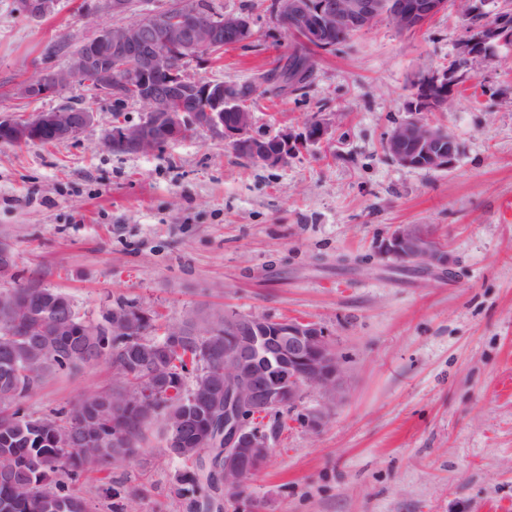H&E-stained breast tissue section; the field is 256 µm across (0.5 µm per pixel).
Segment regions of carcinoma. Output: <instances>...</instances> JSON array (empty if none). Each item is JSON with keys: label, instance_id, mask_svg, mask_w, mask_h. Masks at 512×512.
I'll use <instances>...</instances> for the list:
<instances>
[{"label": "carcinoma", "instance_id": "obj_1", "mask_svg": "<svg viewBox=\"0 0 512 512\" xmlns=\"http://www.w3.org/2000/svg\"><path fill=\"white\" fill-rule=\"evenodd\" d=\"M299 67L303 84L313 69L306 52L261 78L285 83ZM121 312L133 317L137 336L109 331V315ZM180 323L201 337L171 341L165 315L146 316L134 302L116 301L93 323L66 295L38 283L0 291V512H88L81 487L90 475L138 455L153 421L169 428L175 419L197 418L189 396L224 362V310L190 309ZM137 339L150 360L135 364L128 352ZM100 361L116 366L111 388L40 416L26 412V399L41 386ZM65 436L74 443L64 444ZM165 451L187 466L177 497L196 512L222 474L223 450L199 447L188 430Z\"/></svg>", "mask_w": 512, "mask_h": 512}]
</instances>
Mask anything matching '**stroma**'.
<instances>
[{"instance_id": "obj_1", "label": "stroma", "mask_w": 512, "mask_h": 512, "mask_svg": "<svg viewBox=\"0 0 512 512\" xmlns=\"http://www.w3.org/2000/svg\"><path fill=\"white\" fill-rule=\"evenodd\" d=\"M269 0H212L250 18L253 36L221 61L187 60L191 76L257 82L283 66L301 40L277 24ZM95 0H56L34 19L0 0V114L28 117L71 102L93 123L73 139L0 145V238L17 253L15 280L67 295L100 319L119 298L180 318L206 302L269 319L313 320L345 364L344 402L317 431L301 420L308 393L264 467L222 512H512V45L468 65L451 107L429 113L461 145L445 171L405 168L385 149L414 119L418 78L450 66L465 21L456 7L423 30L391 20L315 54L297 91L266 85L251 133L272 137L328 125L327 141L288 163L239 159L207 132L146 154L102 141L115 117L139 122L133 101L93 94L76 81L30 101L16 86L66 65L95 29L117 19ZM95 11V27L81 17ZM399 224H420L445 243L449 270L397 272L377 244ZM351 268L337 267L338 258ZM108 364L86 368L27 401L39 415L111 384ZM151 425L129 464L84 486L91 512L112 482L125 512H177L176 477Z\"/></svg>"}]
</instances>
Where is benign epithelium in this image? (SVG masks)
Returning <instances> with one entry per match:
<instances>
[{
  "instance_id": "1",
  "label": "benign epithelium",
  "mask_w": 512,
  "mask_h": 512,
  "mask_svg": "<svg viewBox=\"0 0 512 512\" xmlns=\"http://www.w3.org/2000/svg\"><path fill=\"white\" fill-rule=\"evenodd\" d=\"M98 10L127 15L134 0H97ZM489 0H272L271 14L279 25L294 24L300 39L319 51L336 47V37L351 36L369 29L382 17L401 31L424 28L448 6H458L464 15L481 21L465 28L458 44L459 57L470 61L487 56L496 44L512 43L502 32L512 12L487 11ZM19 9L32 18L50 13L51 0H18ZM252 33L249 19L226 13L221 21L201 14L185 0H175L162 13H139L128 24L101 29L68 63L22 82L17 95L39 99L56 93L76 80L93 85L98 93L114 99L134 90L141 104L139 122L123 124L109 133L112 149L123 153L152 152L160 144L185 139L206 131L224 139L232 150L247 159L258 158L282 165L306 145L321 144L327 125L315 120L298 134L282 132L273 143L251 136L254 113L241 100L258 91V85L226 86L221 81L184 76L182 63L188 56L214 45L241 43ZM131 59L135 68L121 82L112 79V62ZM456 77L446 71L420 77L414 111L445 112L449 95L442 86ZM93 120L88 106H61L38 112L25 121L0 114V131L13 144H33L49 137L69 140ZM392 159L403 167L433 171L450 168L460 148L453 136L437 131L436 125L418 120L400 124L388 140ZM377 253L400 265L419 270L445 269L448 251L434 234L420 225L399 224L377 245ZM224 384L217 381L198 390L192 402L205 414L198 435L200 447L216 443L213 427L218 410H223L224 482L232 489L257 473L268 461L276 426L268 422L276 414L294 409L304 396L316 390L323 404L306 414L312 430L321 428L345 398L347 369L325 328L311 320H271L255 315L224 312Z\"/></svg>"
}]
</instances>
